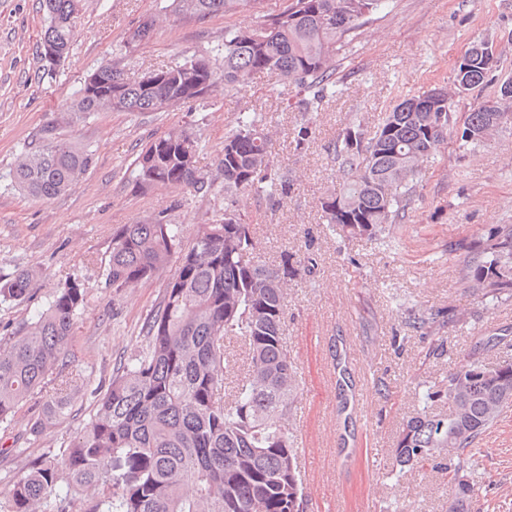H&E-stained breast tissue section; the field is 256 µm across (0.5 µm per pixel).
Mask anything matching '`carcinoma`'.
Listing matches in <instances>:
<instances>
[{
  "label": "carcinoma",
  "mask_w": 512,
  "mask_h": 512,
  "mask_svg": "<svg viewBox=\"0 0 512 512\" xmlns=\"http://www.w3.org/2000/svg\"><path fill=\"white\" fill-rule=\"evenodd\" d=\"M263 0H173L174 12L204 19L260 9ZM48 24L39 56L54 45L67 57L83 0H44ZM386 0H286L251 27L224 30L214 55H199L167 67L170 86L155 94L137 79L106 63L88 79L103 92L78 91L68 107L73 123L96 112H166L160 97L183 103L206 100L217 83L242 89L254 75L277 73L303 95L294 127L295 148L312 135L311 115L321 110L336 87L339 45L384 8ZM156 22L148 18L129 35L131 50L148 42ZM203 61L212 80L197 95L179 82ZM496 67L485 57L455 62L448 85L403 99L369 134L349 124L326 150L345 180L342 191L320 199L323 223L351 238L385 242L403 222L422 165L453 135L476 144L499 120L512 116V93L498 90L466 115L463 130L451 112L454 99L489 82ZM199 137L173 129L152 140L137 158L142 188L170 187L207 193L222 179L224 199L260 191L274 207L294 181L276 160L269 134L254 112H241L224 135L215 172L199 166ZM94 153L59 136L24 151L13 170L15 184L30 196L50 200L66 191L93 164ZM473 253L465 279L492 300L512 298V224H501L487 239L460 244ZM169 278L158 310L144 323L143 342L112 370V381L98 399L84 430L61 453L30 461L0 491V512H305L296 436L289 424L297 409V372L286 345L285 299L288 282L315 267L305 252L299 264L273 266L262 259L254 225L224 207L189 241L181 225L166 215L144 224H124L112 235L105 284L120 292L147 283L165 271ZM34 273L18 271L0 281V304L21 302ZM86 306L81 281L68 279L48 305L24 327L0 337V424L15 409L41 396L42 412L29 425L36 439L63 416L80 375L71 370L76 320ZM407 324L425 335L445 327L441 312L407 309ZM241 340L243 358L225 341ZM244 372L234 386L226 377ZM446 414L421 412L403 422L392 458L399 470L440 471L448 477V512H471L478 485L475 456L482 436L512 404V363L497 370L475 353L454 362L439 389Z\"/></svg>",
  "instance_id": "1"
}]
</instances>
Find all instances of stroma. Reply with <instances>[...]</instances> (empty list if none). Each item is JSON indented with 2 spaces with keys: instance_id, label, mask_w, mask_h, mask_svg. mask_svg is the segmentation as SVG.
Instances as JSON below:
<instances>
[{
  "instance_id": "35a3bbf8",
  "label": "stroma",
  "mask_w": 512,
  "mask_h": 512,
  "mask_svg": "<svg viewBox=\"0 0 512 512\" xmlns=\"http://www.w3.org/2000/svg\"><path fill=\"white\" fill-rule=\"evenodd\" d=\"M171 3L84 0L69 56L50 74L39 58L47 24L42 0H0V278L25 268L35 272L28 299L0 304V336L30 321L66 279L80 280L87 300L72 343L83 378L71 390L68 413L29 441L25 431L42 408L35 396L0 426V489L29 459L61 451L80 434L94 412L95 389L107 387L116 361L137 350L141 327L161 302L163 275L120 292L105 287L113 232L164 213L189 238L224 206L217 189L196 195L141 189L135 179L141 149L169 130L189 128L200 134L199 162L210 170L234 117L253 112L296 185L278 208L255 192L239 196L234 208L253 218L267 263L279 264L284 253L305 243L317 259L312 277L293 279L286 296L297 407L305 412L292 427L306 452L300 461L306 512H448L446 477L395 471L389 450L402 422L423 408L414 394L417 383L438 379L472 352L493 363L512 361V299L493 303L465 287L469 255L458 248L512 224V124L476 145L449 139L429 158L407 218L387 246L345 238L323 224L319 200L342 186L325 147L348 124L375 131L405 96L447 85L455 60L483 40L497 51L495 80L457 100L454 110L460 114L493 97L500 83L512 80V0H388L338 52L336 92L324 101L303 150L292 141L300 119L296 88L279 75L259 74L250 87L219 90L167 112L105 111L68 123L67 106L100 65L137 78L213 50L223 43L225 28L254 20L250 14L188 19ZM147 17L159 22L153 38L128 50L130 32ZM50 124L90 146L94 163L65 194L42 201L12 185L10 175L23 147L39 142ZM414 306L463 314V322L440 331L443 355H429L431 338L406 325L404 312ZM337 352L365 395L364 418L336 411L329 373ZM481 446L482 479L472 512H512V406Z\"/></svg>"
}]
</instances>
